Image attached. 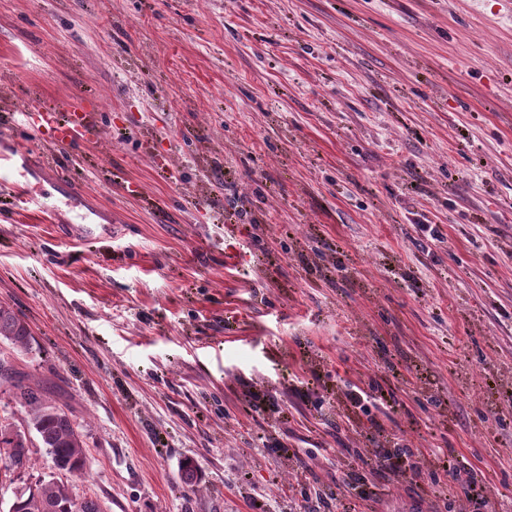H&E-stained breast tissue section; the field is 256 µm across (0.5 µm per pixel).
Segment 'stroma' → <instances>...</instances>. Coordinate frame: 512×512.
<instances>
[{
	"label": "stroma",
	"instance_id": "35a3bbf8",
	"mask_svg": "<svg viewBox=\"0 0 512 512\" xmlns=\"http://www.w3.org/2000/svg\"><path fill=\"white\" fill-rule=\"evenodd\" d=\"M0 102L44 194L0 163V303L83 426L77 495L512 512V0H0ZM95 111L90 112H82L80 115H75V119H70L68 121H65L63 124L58 123L59 121H63L60 118L61 114H54V121H56L57 125L55 126V132H56V144L61 147H70L74 141V128L71 127V124H74L76 126H80L84 128L86 132H92L95 131L97 128L96 120H95ZM62 116V115H61ZM351 403L359 407L361 409H366L369 405H382L390 407L391 409H395V402L391 399V397L382 390H370L355 392L351 396Z\"/></svg>",
	"mask_w": 512,
	"mask_h": 512
}]
</instances>
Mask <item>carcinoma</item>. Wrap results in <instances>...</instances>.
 Segmentation results:
<instances>
[{
    "label": "carcinoma",
    "mask_w": 512,
    "mask_h": 512,
    "mask_svg": "<svg viewBox=\"0 0 512 512\" xmlns=\"http://www.w3.org/2000/svg\"><path fill=\"white\" fill-rule=\"evenodd\" d=\"M32 340L29 326L10 308L0 305V342L22 355L31 353ZM0 393L20 409L26 424V429L16 430L13 424L0 421V469H9L15 460L23 462V468H29L36 439L60 473L75 478L87 473L81 424L44 387L30 382L10 360L1 356ZM6 512H102V509L93 498L75 497L70 485L61 480H39L16 488Z\"/></svg>",
    "instance_id": "carcinoma-1"
}]
</instances>
